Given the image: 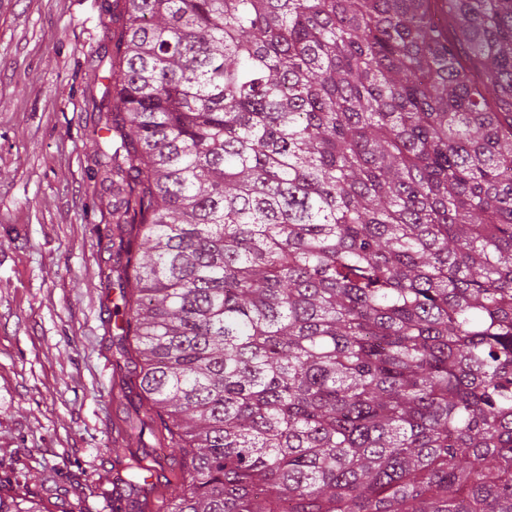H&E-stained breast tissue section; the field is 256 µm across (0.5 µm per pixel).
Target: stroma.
I'll return each mask as SVG.
<instances>
[{"instance_id":"stroma-1","label":"stroma","mask_w":512,"mask_h":512,"mask_svg":"<svg viewBox=\"0 0 512 512\" xmlns=\"http://www.w3.org/2000/svg\"><path fill=\"white\" fill-rule=\"evenodd\" d=\"M103 0H0V498L155 512L182 458L120 355L112 192L91 148ZM163 457L155 466V457ZM146 482L130 491V467Z\"/></svg>"}]
</instances>
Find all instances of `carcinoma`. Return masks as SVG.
<instances>
[{
  "instance_id": "obj_1",
  "label": "carcinoma",
  "mask_w": 512,
  "mask_h": 512,
  "mask_svg": "<svg viewBox=\"0 0 512 512\" xmlns=\"http://www.w3.org/2000/svg\"><path fill=\"white\" fill-rule=\"evenodd\" d=\"M107 11L164 512H512V0Z\"/></svg>"
}]
</instances>
